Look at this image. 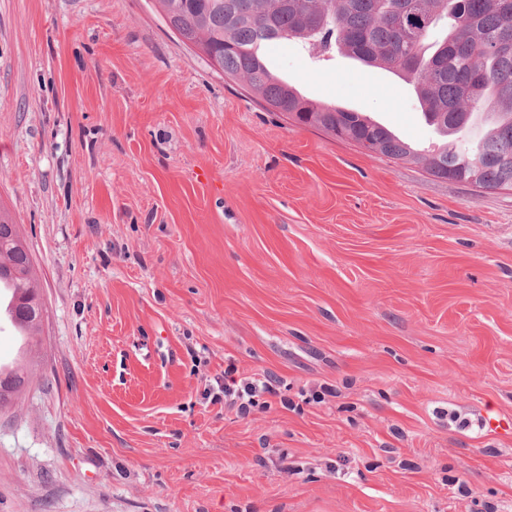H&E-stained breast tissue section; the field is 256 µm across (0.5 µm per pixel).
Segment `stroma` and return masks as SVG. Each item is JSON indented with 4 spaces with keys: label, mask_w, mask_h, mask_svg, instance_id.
I'll return each instance as SVG.
<instances>
[{
    "label": "stroma",
    "mask_w": 512,
    "mask_h": 512,
    "mask_svg": "<svg viewBox=\"0 0 512 512\" xmlns=\"http://www.w3.org/2000/svg\"><path fill=\"white\" fill-rule=\"evenodd\" d=\"M268 55L439 143L403 77ZM0 212L45 308L0 512H512V192L287 122L156 0H0ZM231 375V371H224V401L226 402L229 398V404L235 405L239 401L238 409L240 411L246 410L247 406L245 402H241L244 399V395L248 396L247 404L252 405L255 403L254 398L259 396L260 394H269L276 395L277 392L272 387L271 380L268 376L264 375L262 378L254 379V382H250L246 385L244 391L235 390L233 385H235L234 380L229 379ZM232 381V383H228ZM234 396V398H231Z\"/></svg>",
    "instance_id": "stroma-1"
}]
</instances>
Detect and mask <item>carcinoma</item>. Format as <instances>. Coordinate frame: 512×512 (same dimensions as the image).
<instances>
[{"instance_id": "cac0c4a2", "label": "carcinoma", "mask_w": 512, "mask_h": 512, "mask_svg": "<svg viewBox=\"0 0 512 512\" xmlns=\"http://www.w3.org/2000/svg\"><path fill=\"white\" fill-rule=\"evenodd\" d=\"M167 27L186 46L205 41L224 76L302 126L305 116L325 132L394 162L420 164L431 176L478 188L512 185V0H157ZM298 42L319 55L365 57V64L413 82L427 121L444 138L421 153L370 118L303 97L268 67L262 48ZM495 120L477 144L457 134L482 109ZM0 214V279L11 280L20 332L40 330L22 313L37 290L33 265L22 264L5 239ZM12 396L29 384L26 367L0 379Z\"/></svg>"}]
</instances>
